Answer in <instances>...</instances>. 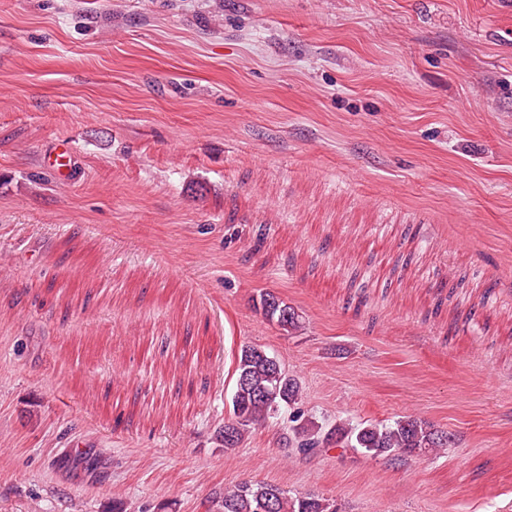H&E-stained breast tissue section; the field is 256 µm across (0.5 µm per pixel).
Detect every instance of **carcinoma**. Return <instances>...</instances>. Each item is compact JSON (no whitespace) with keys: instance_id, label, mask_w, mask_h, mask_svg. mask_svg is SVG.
<instances>
[{"instance_id":"carcinoma-1","label":"carcinoma","mask_w":512,"mask_h":512,"mask_svg":"<svg viewBox=\"0 0 512 512\" xmlns=\"http://www.w3.org/2000/svg\"><path fill=\"white\" fill-rule=\"evenodd\" d=\"M278 299L265 295V315L281 326L294 325L295 314L285 319L275 307ZM297 380L288 375L280 362L255 346L241 350L236 382L231 398L232 416L221 435L224 449L237 448L250 429L277 416L282 409L288 416V444L292 453L311 456L324 448H360L373 457L434 453L448 448V433L439 431L418 416H404L392 424L353 427L339 422L327 429L306 418L300 406ZM271 504L269 512H337L335 505L316 495L290 497L273 484L242 482L224 491L223 512H261L260 502Z\"/></svg>"}]
</instances>
